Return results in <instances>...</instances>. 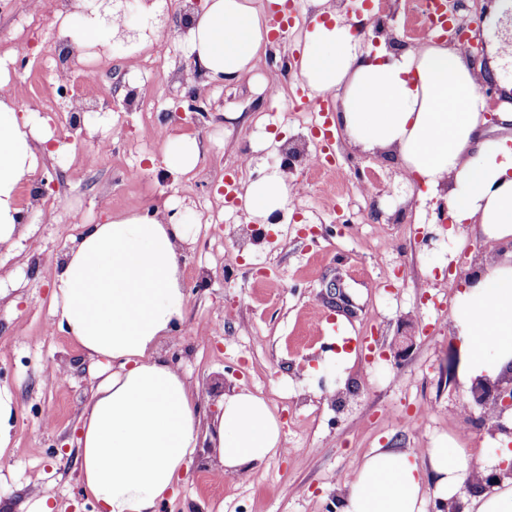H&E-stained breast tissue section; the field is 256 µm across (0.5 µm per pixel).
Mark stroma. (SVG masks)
Returning a JSON list of instances; mask_svg holds the SVG:
<instances>
[{"instance_id":"35a3bbf8","label":"stroma","mask_w":512,"mask_h":512,"mask_svg":"<svg viewBox=\"0 0 512 512\" xmlns=\"http://www.w3.org/2000/svg\"><path fill=\"white\" fill-rule=\"evenodd\" d=\"M357 7L370 19L390 16L384 35L395 48L419 43L406 33L423 23L411 14L412 0H357ZM193 8V0H160L148 20L139 9L126 11L142 44L113 43L108 61L138 102L111 111L84 97L78 134L69 110L80 72L60 82L43 53L59 36L55 17L39 14L36 0H0V55L20 36L22 20L40 33L28 60L8 66L15 99L47 117L53 141L68 145L41 155L21 183L26 224L15 245L0 250V387L11 391L16 413L12 451L0 458V512H36L46 487L66 512H96L80 491L77 445L96 381L87 357L53 322L52 291L83 224L135 210L157 208L195 226L181 259L186 313L163 349L197 388L203 417L221 413L227 389L245 388L266 400L286 440L285 451L239 478L214 475L213 451L201 449L159 512H336L339 476L373 449L424 460L443 445L488 449L489 432L463 410L461 341L446 320L462 281L499 244L472 235L461 245L449 240L431 214L407 204L411 186L392 158L353 148L344 136L336 138L335 165L306 174L317 110L337 112L338 101L313 98L300 118L286 98L268 95L288 82L278 67L262 69L257 83L209 78L188 50L184 19ZM315 12L312 0H300L292 26L272 35L265 54L301 52L304 21ZM473 30L486 47L492 96L502 99L512 56L494 47L512 41V15ZM193 88L201 98L194 114ZM178 109L183 117H175ZM266 133L279 147H258L245 164L242 152ZM183 134L197 139L200 159L175 176L163 164L164 144ZM282 162L300 185L283 223L250 222L239 200L225 201V175L244 183ZM132 167L140 171L134 181L126 177ZM75 212L83 224L73 223ZM412 323L423 329L413 347L383 358Z\"/></svg>"}]
</instances>
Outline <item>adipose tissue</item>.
I'll return each mask as SVG.
<instances>
[{
	"label": "adipose tissue",
	"instance_id": "adipose-tissue-1",
	"mask_svg": "<svg viewBox=\"0 0 512 512\" xmlns=\"http://www.w3.org/2000/svg\"><path fill=\"white\" fill-rule=\"evenodd\" d=\"M318 12L305 31L298 75L318 96L341 98L336 124L348 143L392 154L423 191L417 204L445 200L452 226L512 245V141H484L487 79L458 46L426 40L400 52L365 48L357 16L314 0ZM121 19L93 13L81 22L59 18L76 45L108 46ZM270 28L253 0H206L192 17L188 47L213 79L243 80L260 70ZM44 118L19 115L0 82V244H13L23 222L17 192L46 145ZM297 188L279 170L245 184L249 218L285 210ZM191 225L158 213L132 212L84 225L65 252L53 290L55 324L92 364L112 362L79 423L83 492L97 512H157L200 443L214 448L221 476L237 477L283 446L280 423L261 397L246 389L225 395L223 411L203 420L198 391L163 357L187 307L180 257ZM448 332L462 342L464 386L496 379L512 367V259L479 262L448 314ZM512 461V449L470 460L434 449L429 461L412 452L378 448L347 476L340 512H426L423 485L458 512H512V477L465 491L472 473L487 475Z\"/></svg>",
	"mask_w": 512,
	"mask_h": 512
}]
</instances>
